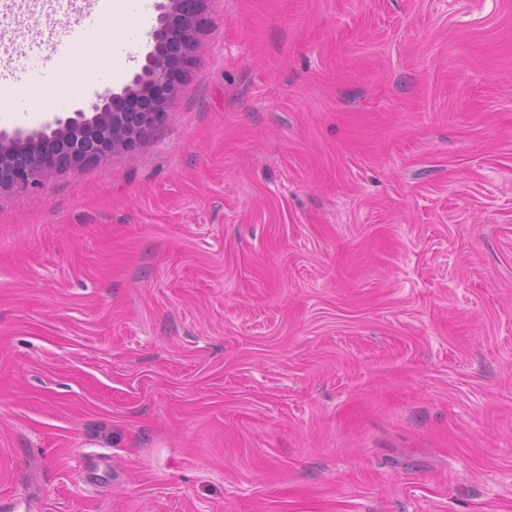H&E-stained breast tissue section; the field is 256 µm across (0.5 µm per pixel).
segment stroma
<instances>
[{
  "label": "stroma",
  "instance_id": "35a3bbf8",
  "mask_svg": "<svg viewBox=\"0 0 512 512\" xmlns=\"http://www.w3.org/2000/svg\"><path fill=\"white\" fill-rule=\"evenodd\" d=\"M206 17L134 156L0 191V505L512 512V0Z\"/></svg>",
  "mask_w": 512,
  "mask_h": 512
}]
</instances>
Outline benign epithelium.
I'll use <instances>...</instances> for the list:
<instances>
[{"label": "benign epithelium", "mask_w": 512, "mask_h": 512, "mask_svg": "<svg viewBox=\"0 0 512 512\" xmlns=\"http://www.w3.org/2000/svg\"><path fill=\"white\" fill-rule=\"evenodd\" d=\"M206 0H168L153 31L154 50L140 73L121 95L93 105L94 115L81 111L56 128L40 132L29 143L0 134V190L26 192L57 172L100 162L116 153L133 154L161 123L174 101L181 67L194 64L197 36L204 22Z\"/></svg>", "instance_id": "obj_1"}]
</instances>
